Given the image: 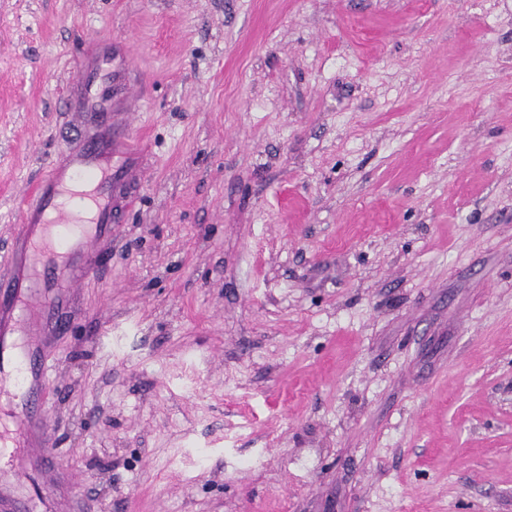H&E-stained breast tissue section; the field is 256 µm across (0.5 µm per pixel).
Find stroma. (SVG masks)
<instances>
[{
	"mask_svg": "<svg viewBox=\"0 0 512 512\" xmlns=\"http://www.w3.org/2000/svg\"><path fill=\"white\" fill-rule=\"evenodd\" d=\"M98 43L148 147L0 498L512 512V0H0V256Z\"/></svg>",
	"mask_w": 512,
	"mask_h": 512,
	"instance_id": "stroma-1",
	"label": "stroma"
}]
</instances>
